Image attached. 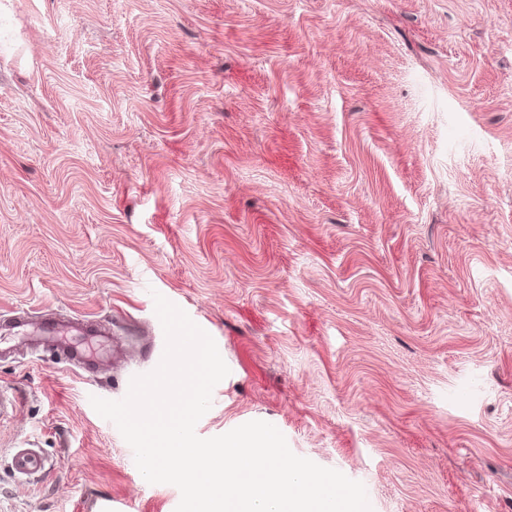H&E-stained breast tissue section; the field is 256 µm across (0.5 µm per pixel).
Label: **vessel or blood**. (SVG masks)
<instances>
[{
  "label": "vessel or blood",
  "instance_id": "b4317fda",
  "mask_svg": "<svg viewBox=\"0 0 512 512\" xmlns=\"http://www.w3.org/2000/svg\"><path fill=\"white\" fill-rule=\"evenodd\" d=\"M0 345L8 351L46 346L88 370L110 360L112 332L100 323L67 322L48 314L34 323L27 315L17 314L0 322ZM12 466L16 472L32 473L44 469L45 461L35 451L24 449L13 455Z\"/></svg>",
  "mask_w": 512,
  "mask_h": 512
}]
</instances>
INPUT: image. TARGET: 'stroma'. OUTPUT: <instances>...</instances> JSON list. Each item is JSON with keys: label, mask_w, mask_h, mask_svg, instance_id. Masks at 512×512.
Masks as SVG:
<instances>
[{"label": "stroma", "mask_w": 512, "mask_h": 512, "mask_svg": "<svg viewBox=\"0 0 512 512\" xmlns=\"http://www.w3.org/2000/svg\"><path fill=\"white\" fill-rule=\"evenodd\" d=\"M157 293L230 370L199 437L512 512V0H0V315L114 340L0 359V512H175L90 403L159 364ZM12 466L18 473H32L44 469L45 460L35 451L24 449L12 457Z\"/></svg>", "instance_id": "1"}]
</instances>
